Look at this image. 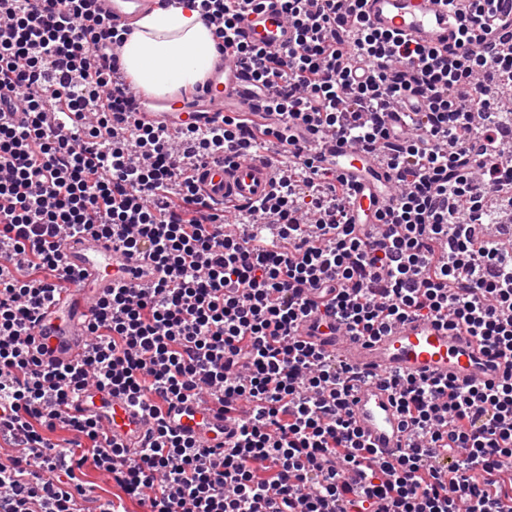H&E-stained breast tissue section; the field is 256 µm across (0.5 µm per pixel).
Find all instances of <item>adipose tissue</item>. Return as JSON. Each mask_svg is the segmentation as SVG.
Masks as SVG:
<instances>
[{
  "mask_svg": "<svg viewBox=\"0 0 512 512\" xmlns=\"http://www.w3.org/2000/svg\"><path fill=\"white\" fill-rule=\"evenodd\" d=\"M130 27L121 63L134 85L152 95L195 89L218 56L215 38L195 9L156 7Z\"/></svg>",
  "mask_w": 512,
  "mask_h": 512,
  "instance_id": "adipose-tissue-1",
  "label": "adipose tissue"
}]
</instances>
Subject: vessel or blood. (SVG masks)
<instances>
[{
    "label": "vessel or blood",
    "instance_id": "1",
    "mask_svg": "<svg viewBox=\"0 0 512 512\" xmlns=\"http://www.w3.org/2000/svg\"><path fill=\"white\" fill-rule=\"evenodd\" d=\"M98 8L124 23L147 10L151 0H98ZM370 24L378 29L405 34L420 43L446 48L453 39L452 13H466L468 0H366ZM241 31L246 40L267 49L293 45L295 31L288 25L279 0H263L261 7L245 10ZM265 95L256 93L232 55L214 65L201 91L193 97L157 99L142 97L137 119L177 134L185 125L214 126L225 113L241 112L268 124L272 114L264 108ZM324 165L347 178L354 187L348 217L354 224L375 223V212L393 191L394 176L380 161L351 144L326 140L318 150ZM279 174L277 156L217 155L198 172L203 195L222 206L252 205L272 189ZM64 262L74 282L56 295L41 311L35 336L45 346L46 358L68 363L81 357L91 309L109 296L116 279L140 288L152 287L158 272L149 259L126 252L113 242L92 233L65 238ZM302 339L335 351L341 359L369 373L393 372L405 377L452 378L457 384L498 380L504 371L502 360L491 358L476 338L448 330L435 320L406 319L371 340L329 333L307 318L299 328ZM352 417L366 443L382 456L405 450L408 431L393 401V393L379 382L361 384L351 397ZM79 415L96 416L109 425L120 443L138 448L154 421L122 395L95 388L83 392L75 403ZM167 425L177 433L197 439L202 446L215 447L224 441V412L217 402L204 397L190 404L172 407L165 415Z\"/></svg>",
    "mask_w": 512,
    "mask_h": 512
}]
</instances>
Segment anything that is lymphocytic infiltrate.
Wrapping results in <instances>:
<instances>
[{
  "mask_svg": "<svg viewBox=\"0 0 512 512\" xmlns=\"http://www.w3.org/2000/svg\"><path fill=\"white\" fill-rule=\"evenodd\" d=\"M256 0H186L233 49L277 123L235 115L190 125L183 153L140 123L120 79L124 39L96 0H0V512H512V242L487 226L512 211L511 24L470 0L447 49L374 28L365 0H280L296 32L282 51L240 37ZM409 102L407 133L386 110ZM60 115L57 126L44 116ZM388 161L397 195L382 235L350 223L352 187L315 165L308 132ZM278 144V186L239 210L238 237L201 195L195 164ZM92 232L148 254L155 287L113 289L77 361L43 363L34 324L73 280L66 235ZM324 308L343 332L380 335L436 319L506 361L502 378L386 379L413 439L378 458L350 415L362 375L297 334ZM125 395L152 419L199 395L233 434L196 446L160 425L131 450L71 406L89 388ZM111 480L95 495L87 470Z\"/></svg>",
  "mask_w": 512,
  "mask_h": 512,
  "instance_id": "obj_1",
  "label": "lymphocytic infiltrate"
}]
</instances>
